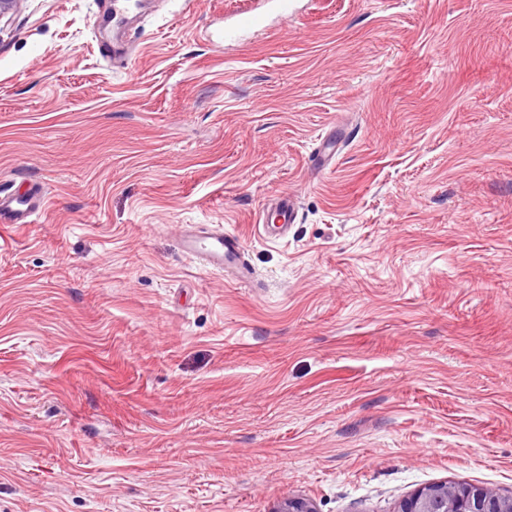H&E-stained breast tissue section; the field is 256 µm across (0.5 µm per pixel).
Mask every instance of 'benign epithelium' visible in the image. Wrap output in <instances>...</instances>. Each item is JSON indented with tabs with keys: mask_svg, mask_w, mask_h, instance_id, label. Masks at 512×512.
Instances as JSON below:
<instances>
[{
	"mask_svg": "<svg viewBox=\"0 0 512 512\" xmlns=\"http://www.w3.org/2000/svg\"><path fill=\"white\" fill-rule=\"evenodd\" d=\"M397 512H512V498L484 486L442 483L404 499Z\"/></svg>",
	"mask_w": 512,
	"mask_h": 512,
	"instance_id": "benign-epithelium-1",
	"label": "benign epithelium"
}]
</instances>
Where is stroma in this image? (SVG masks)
I'll use <instances>...</instances> for the list:
<instances>
[{"label": "stroma", "instance_id": "1", "mask_svg": "<svg viewBox=\"0 0 512 512\" xmlns=\"http://www.w3.org/2000/svg\"><path fill=\"white\" fill-rule=\"evenodd\" d=\"M0 18V512L512 496V0ZM295 196L286 237L258 231ZM242 235L254 286L183 255ZM40 203L33 201L32 197L23 195H5L0 192V212L9 211L16 219L15 224H32L34 219H29L40 210Z\"/></svg>", "mask_w": 512, "mask_h": 512}]
</instances>
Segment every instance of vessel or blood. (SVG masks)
Instances as JSON below:
<instances>
[{
	"mask_svg": "<svg viewBox=\"0 0 512 512\" xmlns=\"http://www.w3.org/2000/svg\"><path fill=\"white\" fill-rule=\"evenodd\" d=\"M40 210L39 203L32 197L23 195L0 196V212L13 213L17 223H28L31 216ZM274 221H263L262 234L274 239L282 236L293 224L295 204L292 198L281 197L275 207ZM183 253L199 260L201 266L209 271L223 273L239 284H252L256 274L246 258V248L241 237L234 233L218 231H187L180 240Z\"/></svg>",
	"mask_w": 512,
	"mask_h": 512,
	"instance_id": "1",
	"label": "vessel or blood"
}]
</instances>
